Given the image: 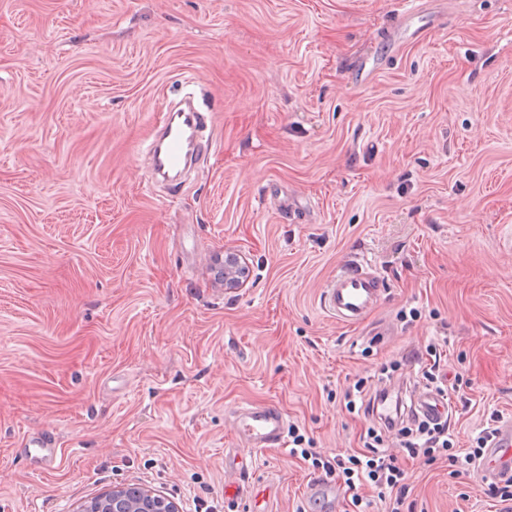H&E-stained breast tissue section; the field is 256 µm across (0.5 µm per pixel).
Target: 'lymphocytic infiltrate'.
<instances>
[{
    "instance_id": "obj_1",
    "label": "lymphocytic infiltrate",
    "mask_w": 512,
    "mask_h": 512,
    "mask_svg": "<svg viewBox=\"0 0 512 512\" xmlns=\"http://www.w3.org/2000/svg\"><path fill=\"white\" fill-rule=\"evenodd\" d=\"M499 411H492L489 419L498 421ZM481 429L469 441L468 447H459L447 424L421 423L414 427L397 426L385 420L383 427H370L361 435V450L326 455L314 448L312 440L292 427L290 453L320 472L325 479L334 481L338 488L351 492V504L360 507L363 499L358 490L367 486L376 491L384 512H405L409 495L408 475L401 461L405 458L425 457L427 461L447 458L456 471L478 470L493 429Z\"/></svg>"
}]
</instances>
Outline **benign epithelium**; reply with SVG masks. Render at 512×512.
<instances>
[{
    "label": "benign epithelium",
    "instance_id": "1",
    "mask_svg": "<svg viewBox=\"0 0 512 512\" xmlns=\"http://www.w3.org/2000/svg\"><path fill=\"white\" fill-rule=\"evenodd\" d=\"M248 279L249 266L245 259L237 252L225 253L224 287L240 288ZM74 512H180V508L158 490L124 484L81 503Z\"/></svg>",
    "mask_w": 512,
    "mask_h": 512
}]
</instances>
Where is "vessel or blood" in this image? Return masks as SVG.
<instances>
[{
	"instance_id": "obj_1",
	"label": "vessel or blood",
	"mask_w": 512,
	"mask_h": 512,
	"mask_svg": "<svg viewBox=\"0 0 512 512\" xmlns=\"http://www.w3.org/2000/svg\"><path fill=\"white\" fill-rule=\"evenodd\" d=\"M207 117L196 107L175 102L164 107L155 134L142 144L141 150L150 160L155 177L175 185L184 173L208 150L203 136ZM388 294L387 282L370 261L354 259L329 278L320 295L325 314L340 324L355 326L364 322ZM412 417L426 422H445L451 406L445 394L425 387L415 392L408 408ZM234 434L239 447L224 456L225 469L245 475L251 452L285 445L288 420L276 405L246 403L233 414ZM482 472L491 479L512 478V417L501 420L494 428L481 463Z\"/></svg>"
}]
</instances>
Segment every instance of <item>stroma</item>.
<instances>
[{"mask_svg": "<svg viewBox=\"0 0 512 512\" xmlns=\"http://www.w3.org/2000/svg\"><path fill=\"white\" fill-rule=\"evenodd\" d=\"M402 2L0 0V512L132 483L249 512L224 493L238 404L357 450L345 391L391 365L406 396L433 339L460 442L512 416V0H418L393 42ZM188 85L212 148L169 194L137 147ZM362 255L389 295L343 326L319 294ZM46 431L50 466L20 446ZM253 459L270 512H348L287 448ZM404 467L411 512H504L482 471ZM249 266L237 252L224 254V286L225 288H240L249 279Z\"/></svg>", "mask_w": 512, "mask_h": 512, "instance_id": "1", "label": "stroma"}]
</instances>
